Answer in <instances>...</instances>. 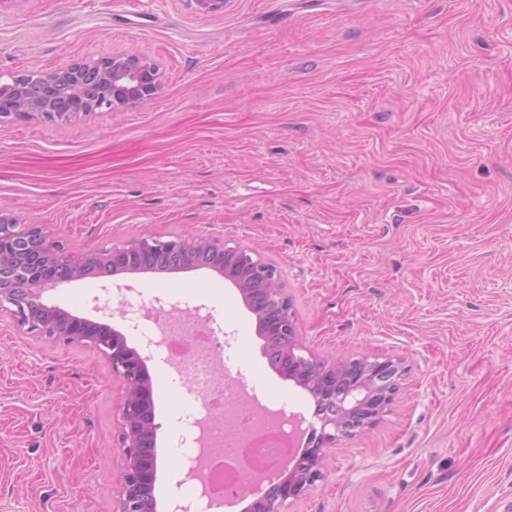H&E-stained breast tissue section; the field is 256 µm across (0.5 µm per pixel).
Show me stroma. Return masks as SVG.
<instances>
[{"label":"stroma","mask_w":512,"mask_h":512,"mask_svg":"<svg viewBox=\"0 0 512 512\" xmlns=\"http://www.w3.org/2000/svg\"><path fill=\"white\" fill-rule=\"evenodd\" d=\"M150 56L132 109L0 127V214L71 249L255 246L319 356L392 357L396 402L284 512H512V0H0V80ZM127 286L126 315L95 301ZM45 300L125 333L152 378L160 512L193 392L144 310L207 318L218 375L314 422L209 269L87 278ZM124 388L108 359L0 315V512H114Z\"/></svg>","instance_id":"obj_1"}]
</instances>
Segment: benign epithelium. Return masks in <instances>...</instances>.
<instances>
[{"instance_id":"1","label":"benign epithelium","mask_w":512,"mask_h":512,"mask_svg":"<svg viewBox=\"0 0 512 512\" xmlns=\"http://www.w3.org/2000/svg\"><path fill=\"white\" fill-rule=\"evenodd\" d=\"M228 0H193L201 15L224 11ZM32 83L18 79L0 84V126L16 121L67 122L87 114L86 80L93 77L106 91L95 107L132 108L152 99L159 89L156 63L148 56L126 53L81 60L52 71L29 73ZM179 270L215 268L238 288L256 316L265 350L279 375L307 391L316 403L320 430L306 447L288 456L273 477L241 490L218 508L253 501L245 512H281L324 478L327 449L340 438L373 427L395 402L406 367L399 359L363 357L324 359L303 354L297 323L277 269L256 250L229 247L223 241L196 236L163 240L137 237L121 246L83 251L66 249L36 224L0 216V312H10L31 333L65 344H80L102 353L123 382L124 399L118 448L124 457L116 512H158V472L154 392L146 363L127 343L124 333L74 316L42 301L45 292L64 283L149 266Z\"/></svg>"}]
</instances>
